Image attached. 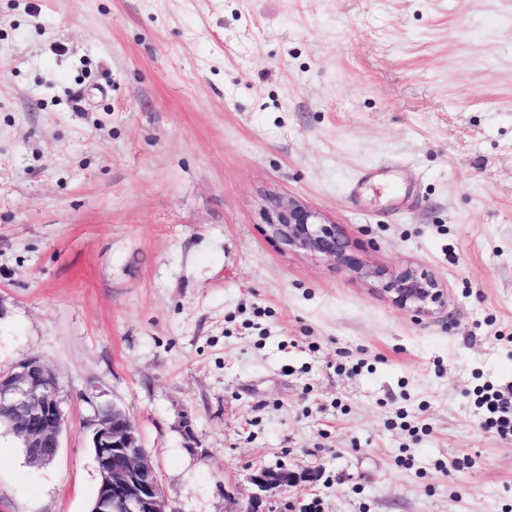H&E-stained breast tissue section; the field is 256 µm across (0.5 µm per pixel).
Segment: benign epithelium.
Instances as JSON below:
<instances>
[{
    "mask_svg": "<svg viewBox=\"0 0 512 512\" xmlns=\"http://www.w3.org/2000/svg\"><path fill=\"white\" fill-rule=\"evenodd\" d=\"M266 234L288 249L330 257L336 266L363 280H377L398 308L429 314L443 292L427 274L405 268L390 274L372 269L354 253L334 224L299 200L271 199L263 209ZM20 440L31 464L53 459L68 421L56 373L38 356H25L0 373V419ZM93 442L100 483L93 512H167L155 463L138 429L116 406L97 414ZM262 491L292 481L285 470L262 468L252 477Z\"/></svg>",
    "mask_w": 512,
    "mask_h": 512,
    "instance_id": "7a95c632",
    "label": "benign epithelium"
}]
</instances>
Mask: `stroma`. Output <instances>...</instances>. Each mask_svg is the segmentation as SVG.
<instances>
[{
	"mask_svg": "<svg viewBox=\"0 0 512 512\" xmlns=\"http://www.w3.org/2000/svg\"><path fill=\"white\" fill-rule=\"evenodd\" d=\"M299 199L432 276L416 316L262 224ZM68 425L0 512H90L92 421L168 512H512V0H0V371ZM492 388L483 389L480 392L479 403L485 406L487 417L486 425L501 435H512V402L504 401L498 392H492ZM485 392V393H484ZM252 481L261 491H265L281 484L290 483L292 481V476L285 470L262 468L256 470L252 477Z\"/></svg>",
	"mask_w": 512,
	"mask_h": 512,
	"instance_id": "obj_1",
	"label": "stroma"
}]
</instances>
